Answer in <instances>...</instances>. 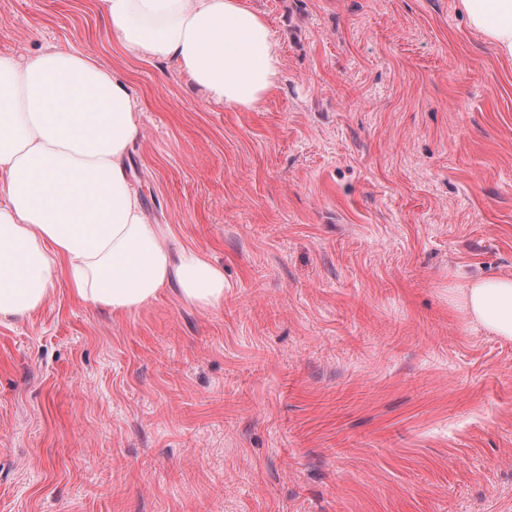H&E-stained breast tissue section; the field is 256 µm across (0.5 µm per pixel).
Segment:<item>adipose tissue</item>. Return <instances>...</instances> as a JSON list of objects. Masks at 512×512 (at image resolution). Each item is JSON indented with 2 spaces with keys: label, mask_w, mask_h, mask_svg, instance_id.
Masks as SVG:
<instances>
[{
  "label": "adipose tissue",
  "mask_w": 512,
  "mask_h": 512,
  "mask_svg": "<svg viewBox=\"0 0 512 512\" xmlns=\"http://www.w3.org/2000/svg\"><path fill=\"white\" fill-rule=\"evenodd\" d=\"M131 53L175 62L207 96L249 109L278 83L281 58L247 0H100ZM470 28L512 60V0H458ZM140 110L125 79L92 54H0V320L24 319L57 281L117 315L162 288L203 309L224 302V270L168 245L128 177ZM471 326L512 339V276L449 287Z\"/></svg>",
  "instance_id": "adipose-tissue-1"
}]
</instances>
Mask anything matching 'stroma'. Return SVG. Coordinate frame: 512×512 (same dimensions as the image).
<instances>
[{"label":"stroma","instance_id":"obj_1","mask_svg":"<svg viewBox=\"0 0 512 512\" xmlns=\"http://www.w3.org/2000/svg\"><path fill=\"white\" fill-rule=\"evenodd\" d=\"M249 3L282 75L238 109L98 0H0L1 53L124 77L133 186L224 269L215 309L0 322V512H512V340L448 302L512 274V61L457 0Z\"/></svg>","mask_w":512,"mask_h":512}]
</instances>
